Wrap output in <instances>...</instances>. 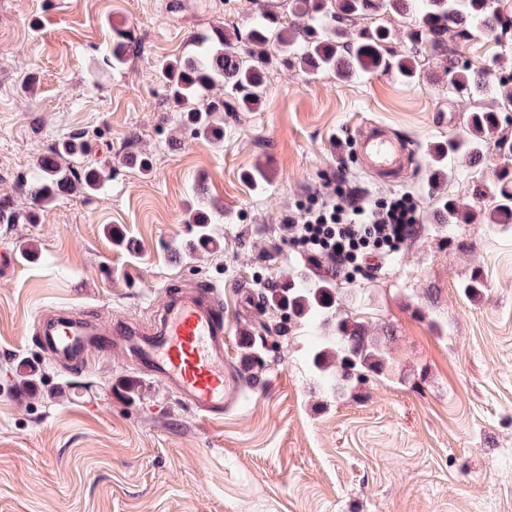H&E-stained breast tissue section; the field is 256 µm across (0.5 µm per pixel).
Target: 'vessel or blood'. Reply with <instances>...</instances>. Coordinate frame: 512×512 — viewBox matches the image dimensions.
Returning a JSON list of instances; mask_svg holds the SVG:
<instances>
[{
  "label": "vessel or blood",
  "instance_id": "obj_1",
  "mask_svg": "<svg viewBox=\"0 0 512 512\" xmlns=\"http://www.w3.org/2000/svg\"><path fill=\"white\" fill-rule=\"evenodd\" d=\"M356 142L376 174L402 170L406 147L384 127L358 129ZM42 339L52 360L69 364L78 363L91 346L108 352L120 341L133 345L140 362L205 423L223 419L228 404L242 397L241 375L224 368V305L213 288L169 299L157 331L149 335L123 321L102 325L58 310L50 315Z\"/></svg>",
  "mask_w": 512,
  "mask_h": 512
}]
</instances>
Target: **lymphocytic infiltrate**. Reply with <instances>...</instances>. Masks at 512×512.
I'll return each mask as SVG.
<instances>
[{"label":"lymphocytic infiltrate","mask_w":512,"mask_h":512,"mask_svg":"<svg viewBox=\"0 0 512 512\" xmlns=\"http://www.w3.org/2000/svg\"><path fill=\"white\" fill-rule=\"evenodd\" d=\"M333 194L319 207L290 216L288 228L293 243L302 251L325 255L337 276L392 254L421 222L420 209L408 194L372 199L341 184Z\"/></svg>","instance_id":"obj_1"}]
</instances>
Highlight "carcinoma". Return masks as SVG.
Returning <instances> with one entry per match:
<instances>
[{"label":"carcinoma","instance_id":"obj_1","mask_svg":"<svg viewBox=\"0 0 512 512\" xmlns=\"http://www.w3.org/2000/svg\"><path fill=\"white\" fill-rule=\"evenodd\" d=\"M508 3L500 0H291L292 20L285 23L275 10L259 4L245 32L229 31L222 25L198 33L193 50L186 56L167 60L158 66V76L167 84L181 120L191 131L215 144L224 141V113L250 112L260 107L266 96L267 74L275 64L298 63L309 76L332 73L339 82L353 77L393 70L407 82H415L422 70L423 50L434 60L446 64L448 90L456 97L473 99L497 91L503 94L500 110L484 109L471 113L463 136L450 138L434 148L431 155L434 176H440L459 157L470 160V183L475 195L492 190L494 206L486 211L450 198L443 204L441 223L435 232L455 234L460 225L481 216L495 231L512 229V170L504 166L487 174L480 167L489 141H495L504 158L512 157V138L501 134L500 111L512 108V87L506 78L492 82L487 71L473 70L467 62L448 58V31L479 32L495 36L512 25ZM389 14L416 17L407 30L409 48L397 51L389 47L390 31L383 25L362 30L358 39H345L344 21L366 17L383 18ZM137 45L120 33L112 41V67L119 68ZM219 85L223 95L205 101L206 93ZM89 138L75 133L50 149L37 162L33 174L21 182L36 207L53 203L63 196L98 193L105 183L104 173L94 167L77 168L73 159L89 152ZM224 211L198 207L188 223L196 225V241L183 247L188 254L219 244L214 224ZM469 297L481 294L485 284L472 274L459 285ZM265 306H286L288 317L307 327L332 324L330 336H316L308 358L316 380L328 392L340 397L365 378L382 374L387 367L386 345L367 334L364 325L352 318L337 316L342 301L340 289L331 277H313L302 271L281 288H262L255 293ZM257 336L242 355L248 367H255L267 342L287 339L279 324L265 320L255 323Z\"/></svg>","mask_w":512,"mask_h":512}]
</instances>
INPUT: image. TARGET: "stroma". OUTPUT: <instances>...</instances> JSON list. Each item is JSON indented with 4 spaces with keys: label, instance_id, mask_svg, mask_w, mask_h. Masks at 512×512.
<instances>
[{
    "label": "stroma",
    "instance_id": "35a3bbf8",
    "mask_svg": "<svg viewBox=\"0 0 512 512\" xmlns=\"http://www.w3.org/2000/svg\"><path fill=\"white\" fill-rule=\"evenodd\" d=\"M254 7L0 0V199L19 215L0 223V253L18 256L26 242L40 253L0 276V512H512V232L476 221L450 241L431 230L445 200L469 203L474 191L462 161L432 181L430 152L494 97L449 94L433 61L413 84L278 66L262 105L225 113L224 142L212 144L180 125L155 65L188 54L200 31L244 27ZM119 29L139 52L115 69L106 54ZM448 48L512 75V29L453 33ZM368 122L409 141L399 181L379 182L357 155L354 133ZM83 131L111 171L103 190L34 209L19 182ZM129 152L150 170L122 165ZM340 173L376 198L411 194L421 209L423 230L397 253L339 280L345 314L392 334L391 370L344 397L327 393L303 355L309 332L295 326L264 350L260 387L205 424L126 350L73 369L41 351L47 312L149 328L167 296L208 285L224 301V359L240 365L251 322L288 320L261 313L249 293L307 263L326 275L328 260L293 247L284 224L328 197ZM202 203L224 210L221 248L187 258L173 245L194 239L189 211ZM475 271L486 285L476 299L459 290ZM22 361L36 369L31 395Z\"/></svg>",
    "mask_w": 512,
    "mask_h": 512
}]
</instances>
